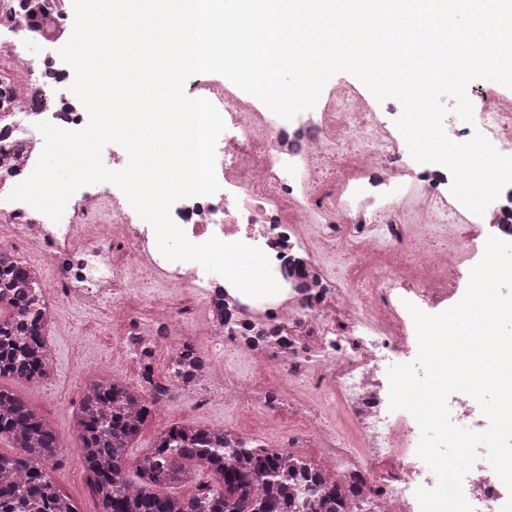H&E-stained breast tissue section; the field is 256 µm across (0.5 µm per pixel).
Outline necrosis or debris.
Returning a JSON list of instances; mask_svg holds the SVG:
<instances>
[{"mask_svg":"<svg viewBox=\"0 0 512 512\" xmlns=\"http://www.w3.org/2000/svg\"><path fill=\"white\" fill-rule=\"evenodd\" d=\"M29 27L18 13L0 21V68L11 72L0 77V99L9 100L0 114V216L11 227L0 249L53 268L49 280L30 272L46 333L77 320L87 336H106L121 319L112 360L133 384L139 350H202L206 370L169 383L168 399L206 397L223 407L225 430L276 452L314 449L315 467L358 489L353 512H419L416 489L437 477L416 452L415 419L388 408L387 371L417 354L409 305L458 303L462 266L485 252L482 230L512 239V190L480 216L425 186L403 209L385 187L410 175L405 150L344 92L335 111L310 113L288 131L229 103L216 147L219 191L176 201L170 216L190 242L215 236L267 255L280 290L249 297L197 262L165 258L153 227L104 184L79 189L57 223L7 201L40 156L38 123L88 122L50 58L34 50ZM341 415L358 443L339 432ZM461 488L474 512H500L512 496L483 458Z\"/></svg>","mask_w":512,"mask_h":512,"instance_id":"obj_1","label":"necrosis or debris"}]
</instances>
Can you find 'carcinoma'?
<instances>
[{
    "instance_id": "carcinoma-1",
    "label": "carcinoma",
    "mask_w": 512,
    "mask_h": 512,
    "mask_svg": "<svg viewBox=\"0 0 512 512\" xmlns=\"http://www.w3.org/2000/svg\"><path fill=\"white\" fill-rule=\"evenodd\" d=\"M37 284L26 279L16 259L0 264V297L8 289L9 313L0 317V378L38 381L52 370L36 317ZM145 360L140 386L119 379L91 378L75 419L81 446L78 463L89 474L100 512H346L343 493L302 458L283 457L236 441L222 429L176 424L158 437L151 453L135 462L128 449L166 388L152 379V353ZM208 358L186 347L178 355L176 377L189 382ZM149 390L152 400L142 395ZM13 452H0V512H77L76 505L48 481L44 468L57 461L55 429L13 389L0 385V439ZM196 460L211 472V482L187 497L162 494L159 486L193 483L184 461Z\"/></svg>"
}]
</instances>
